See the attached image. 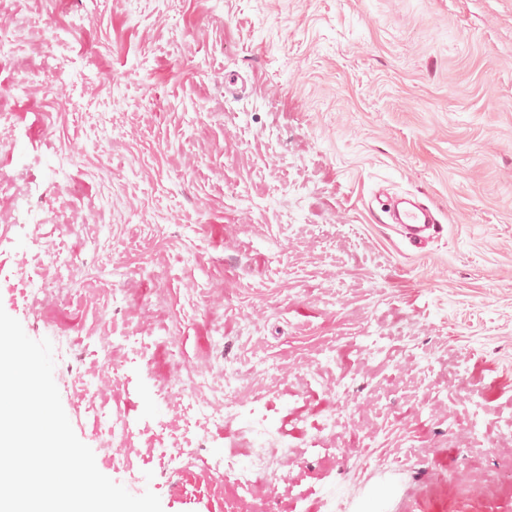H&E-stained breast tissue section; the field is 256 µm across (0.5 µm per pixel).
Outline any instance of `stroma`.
<instances>
[{
  "label": "stroma",
  "mask_w": 512,
  "mask_h": 512,
  "mask_svg": "<svg viewBox=\"0 0 512 512\" xmlns=\"http://www.w3.org/2000/svg\"><path fill=\"white\" fill-rule=\"evenodd\" d=\"M16 14L14 57L62 61L52 95L12 100L41 158L29 221L75 187L143 287L180 305L223 267L224 354L300 393L289 443L346 417L336 471L318 454L294 467L309 512L328 493L367 512L398 493L414 512H512L497 479L512 469V0H17ZM407 194L439 219L421 247L380 221ZM180 305L191 350L209 318ZM404 454L400 488L369 481ZM133 463V495L163 512H225L202 469Z\"/></svg>",
  "instance_id": "1"
}]
</instances>
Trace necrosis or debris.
Returning <instances> with one entry per match:
<instances>
[{"label": "necrosis or debris", "mask_w": 512, "mask_h": 512, "mask_svg": "<svg viewBox=\"0 0 512 512\" xmlns=\"http://www.w3.org/2000/svg\"><path fill=\"white\" fill-rule=\"evenodd\" d=\"M12 96L11 86H0V152L8 158L0 165V223L28 245L13 293L56 349L62 385L101 448L104 466L136 483L131 455L141 447L144 461L165 473L203 466L223 487L230 512H270L271 493L288 482L289 459L305 454L286 446L288 404L279 398L280 386H264L256 365L225 361L223 337H208L203 349L188 353L178 322L165 314L169 292L145 296L134 268L110 284L103 271L63 264V243L76 254L88 247L112 253L111 225L81 220L74 190L62 192L51 208V232L20 223L30 210L27 172L34 159L19 150L11 133ZM81 300L98 307L96 328L84 335L75 332L70 317ZM143 360L149 365L143 381L164 413L136 420L128 408L129 372ZM228 420L245 422V430L223 455L204 458L203 448Z\"/></svg>", "instance_id": "obj_1"}]
</instances>
